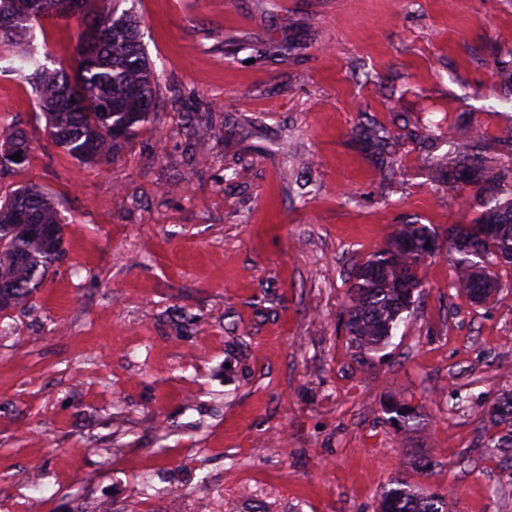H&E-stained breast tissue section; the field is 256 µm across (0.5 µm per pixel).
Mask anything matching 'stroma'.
<instances>
[{
	"label": "stroma",
	"mask_w": 512,
	"mask_h": 512,
	"mask_svg": "<svg viewBox=\"0 0 512 512\" xmlns=\"http://www.w3.org/2000/svg\"><path fill=\"white\" fill-rule=\"evenodd\" d=\"M127 5L157 108L111 162L53 146L32 86L0 70V124L35 134L0 195H55L66 249L27 307L0 313V495H33L38 456L44 512H151L145 473L188 491L164 512H377L398 480L462 488L447 512H512V462L482 452L494 429L476 414L512 389V264L481 305L451 288L440 248L383 350L342 327L349 275L393 224L443 236L479 215L473 185L429 178L432 147L398 115L423 91L495 144L512 125V0ZM190 112L208 119L211 166L193 162ZM367 124L393 133L392 178ZM392 396L427 428L390 425Z\"/></svg>",
	"instance_id": "obj_1"
}]
</instances>
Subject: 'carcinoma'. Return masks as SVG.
Returning a JSON list of instances; mask_svg holds the SVG:
<instances>
[{"label": "carcinoma", "mask_w": 512, "mask_h": 512, "mask_svg": "<svg viewBox=\"0 0 512 512\" xmlns=\"http://www.w3.org/2000/svg\"><path fill=\"white\" fill-rule=\"evenodd\" d=\"M124 0H0V50L9 55L13 71L33 86L36 107L45 119L48 140L85 163H104L120 144L154 117L157 76L149 63L138 22L119 11ZM75 21L79 32L69 64L38 51L36 32L48 23ZM43 58H38V55ZM426 136L443 131L453 150L431 165L434 181L474 184L481 214L471 224H455L448 240L455 277L451 288L479 304L499 292L491 268L512 259V194L503 183L509 169L498 170L485 154L473 128L454 118L427 120ZM32 136L18 126L0 128V175L23 166L11 159L28 156ZM58 200L30 184L0 196V279L11 293L0 301V312L23 308L64 256L63 224ZM52 229L45 237L30 221ZM438 241L427 224L406 221L392 225L385 244L351 272L346 289L344 329L352 342L370 351L389 343L393 330L414 311L424 288L419 270L428 255L417 243ZM386 421L407 432L424 430L428 417L421 408L398 401L384 405ZM479 414L500 433L485 447L509 454L512 460V389L486 401ZM445 496L426 487L397 481L382 492L380 512H445Z\"/></svg>", "instance_id": "obj_1"}]
</instances>
